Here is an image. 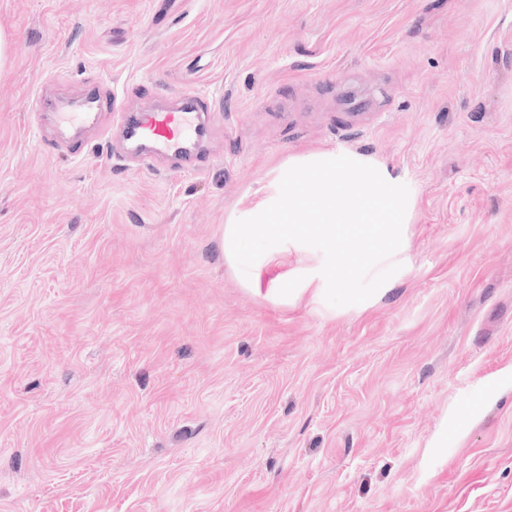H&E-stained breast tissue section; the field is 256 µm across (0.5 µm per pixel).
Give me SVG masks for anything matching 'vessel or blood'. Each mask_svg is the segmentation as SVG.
<instances>
[{
	"label": "vessel or blood",
	"instance_id": "b4317fda",
	"mask_svg": "<svg viewBox=\"0 0 512 512\" xmlns=\"http://www.w3.org/2000/svg\"><path fill=\"white\" fill-rule=\"evenodd\" d=\"M88 105L93 112L118 115L121 141L137 140L148 144L152 155L190 162L201 170L205 155L200 145L208 134V97L181 93L168 97L164 106L133 111L115 95L91 90Z\"/></svg>",
	"mask_w": 512,
	"mask_h": 512
}]
</instances>
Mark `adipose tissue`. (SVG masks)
I'll use <instances>...</instances> for the list:
<instances>
[{
	"label": "adipose tissue",
	"instance_id": "1",
	"mask_svg": "<svg viewBox=\"0 0 512 512\" xmlns=\"http://www.w3.org/2000/svg\"><path fill=\"white\" fill-rule=\"evenodd\" d=\"M415 207L385 166L355 155L337 163L330 151H310L272 169L262 195L224 226V256L248 292L275 303L291 294H323L326 280L377 273L404 250V226ZM347 238L362 258L336 265L314 242ZM300 265L286 263L289 254Z\"/></svg>",
	"mask_w": 512,
	"mask_h": 512
}]
</instances>
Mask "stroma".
Wrapping results in <instances>:
<instances>
[{
	"label": "stroma",
	"instance_id": "1",
	"mask_svg": "<svg viewBox=\"0 0 512 512\" xmlns=\"http://www.w3.org/2000/svg\"><path fill=\"white\" fill-rule=\"evenodd\" d=\"M0 512H512V0H0ZM214 102L202 172L36 98ZM307 150L415 197L279 306L231 213Z\"/></svg>",
	"mask_w": 512,
	"mask_h": 512
}]
</instances>
